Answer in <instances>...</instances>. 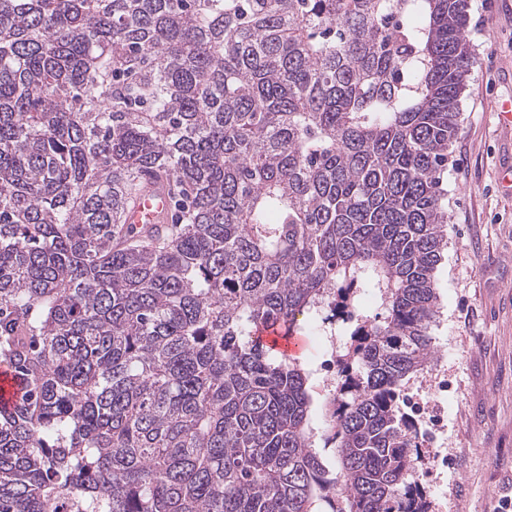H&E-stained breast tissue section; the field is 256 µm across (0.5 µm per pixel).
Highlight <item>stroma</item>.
Wrapping results in <instances>:
<instances>
[{
  "label": "stroma",
  "instance_id": "stroma-1",
  "mask_svg": "<svg viewBox=\"0 0 512 512\" xmlns=\"http://www.w3.org/2000/svg\"><path fill=\"white\" fill-rule=\"evenodd\" d=\"M469 37L476 61L443 179L448 247L430 365L401 383L413 396L434 378L448 382L438 439L448 469L428 482L440 512H494L512 493V194L502 187L512 135L497 118L512 100V14L471 0Z\"/></svg>",
  "mask_w": 512,
  "mask_h": 512
}]
</instances>
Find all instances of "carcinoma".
<instances>
[{
	"label": "carcinoma",
	"instance_id": "1",
	"mask_svg": "<svg viewBox=\"0 0 512 512\" xmlns=\"http://www.w3.org/2000/svg\"><path fill=\"white\" fill-rule=\"evenodd\" d=\"M470 0H0V512H423L429 362ZM170 221L123 223L145 177ZM380 306L322 316L345 284ZM354 341L336 476L312 372ZM319 335L324 336L319 330H316ZM300 336L307 341L306 349L299 355L290 356L296 358L302 364H305L315 371L312 383L314 386V400H315V418L319 424L323 425L325 414V405L328 401V391L324 387L323 378L320 371L324 372L327 384L331 387L330 396L334 397L336 394L337 383L343 382L347 377L348 366L343 360L342 354L345 347L348 345V336H324L325 349L323 354V361L321 355V342L315 332L307 325L304 326ZM321 363V364H320ZM320 366V370H319ZM23 391V385L15 373L5 366H0V408L15 407L22 398Z\"/></svg>",
	"mask_w": 512,
	"mask_h": 512
}]
</instances>
